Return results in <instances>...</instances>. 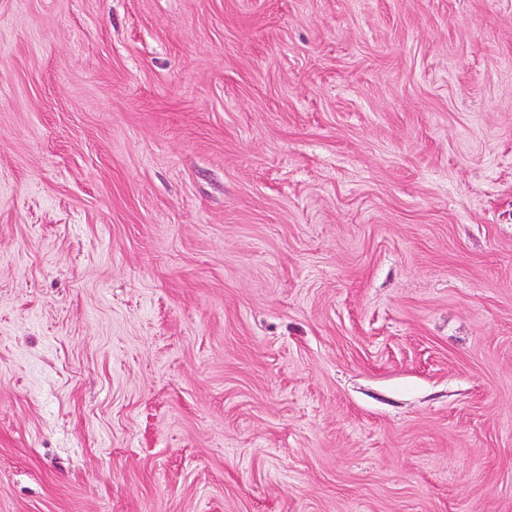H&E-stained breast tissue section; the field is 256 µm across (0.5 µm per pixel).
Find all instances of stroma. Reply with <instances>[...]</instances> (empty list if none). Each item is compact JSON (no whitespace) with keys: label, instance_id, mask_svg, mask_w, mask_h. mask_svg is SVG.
<instances>
[{"label":"stroma","instance_id":"obj_1","mask_svg":"<svg viewBox=\"0 0 512 512\" xmlns=\"http://www.w3.org/2000/svg\"><path fill=\"white\" fill-rule=\"evenodd\" d=\"M0 512H512V0H0Z\"/></svg>","mask_w":512,"mask_h":512}]
</instances>
